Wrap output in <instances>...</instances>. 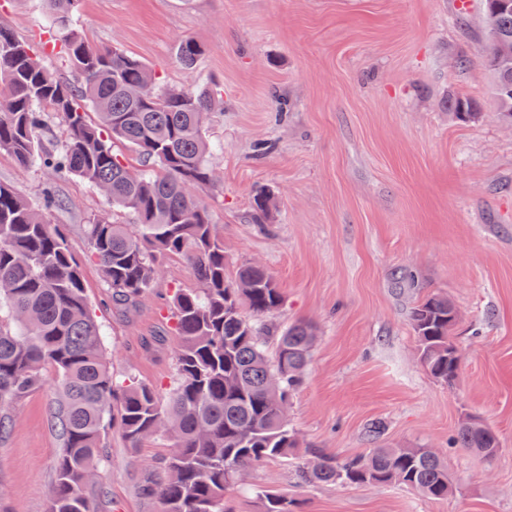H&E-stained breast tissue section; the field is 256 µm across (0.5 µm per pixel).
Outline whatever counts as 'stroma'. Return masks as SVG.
Instances as JSON below:
<instances>
[{
  "mask_svg": "<svg viewBox=\"0 0 512 512\" xmlns=\"http://www.w3.org/2000/svg\"><path fill=\"white\" fill-rule=\"evenodd\" d=\"M0 24L41 51L44 0H0ZM75 25L147 64L160 88L220 89L205 127L215 184L199 197L224 233L227 271L253 263L275 277L285 300L269 330L317 327L288 412L298 462L314 449L342 460L434 448L455 483L444 500L397 483L306 488L293 465L268 462L229 496L231 512H261L259 487L287 492L300 512H512V124L484 61L485 0H81ZM185 38L203 48L189 68L177 54ZM458 99L475 119L455 118ZM0 183L35 205L56 186L67 206L49 220L83 267L110 370L167 399L178 348L170 300L195 287L191 265L163 259L156 288L113 307L84 226L104 212L124 224L129 216L80 178L5 154ZM260 191L269 197L262 224L252 219ZM428 294L461 313L451 386L419 360L411 309ZM58 398L51 376L10 410L0 442V504L10 512L48 510ZM470 417L498 434L495 458L457 444ZM170 448H133L109 429L85 489L95 512H159L142 486Z\"/></svg>",
  "mask_w": 512,
  "mask_h": 512,
  "instance_id": "1",
  "label": "stroma"
}]
</instances>
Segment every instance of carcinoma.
<instances>
[{"instance_id":"carcinoma-1","label":"carcinoma","mask_w":512,"mask_h":512,"mask_svg":"<svg viewBox=\"0 0 512 512\" xmlns=\"http://www.w3.org/2000/svg\"><path fill=\"white\" fill-rule=\"evenodd\" d=\"M52 48L76 74L67 81L8 28L0 27V154L20 166L37 164L76 176L132 219L121 224L101 214L85 225L90 258L112 299L138 301L155 287L160 260L182 257L197 286L172 295L173 331L180 344L176 376L166 402L153 386L110 372L102 326L87 300L83 273L65 234L46 214L65 207L47 189L35 206L0 183V440L13 425L10 406L41 386L46 369L56 377L59 401L52 416L62 449L49 512H94L84 493L96 478L102 440L119 424L134 448L147 438L172 441L147 494L160 512H230L226 498L253 468L288 461L298 440L288 423V399L302 380L315 341L308 322L275 336L269 357L257 323L279 309L282 289L265 268L244 264L226 275L224 235L191 195L213 183L205 126L212 93L161 89L152 70L116 47H98L74 26L79 0H46ZM500 42L486 46L495 74L498 110L512 114V4L494 13ZM201 53L191 39L179 45L189 67ZM98 121L88 119V112ZM62 117L65 136L52 150L39 135ZM134 149L142 169H130L117 145ZM448 299L431 295L413 307L411 320L422 366L436 380L456 381L461 353L454 341ZM281 374L278 389L267 386ZM458 444L485 457L497 455V435L464 421ZM306 486L343 483L383 487L399 483L433 500L453 490L448 466L432 448H372L338 461L319 455L299 471ZM263 512H294L288 495L259 489Z\"/></svg>"}]
</instances>
